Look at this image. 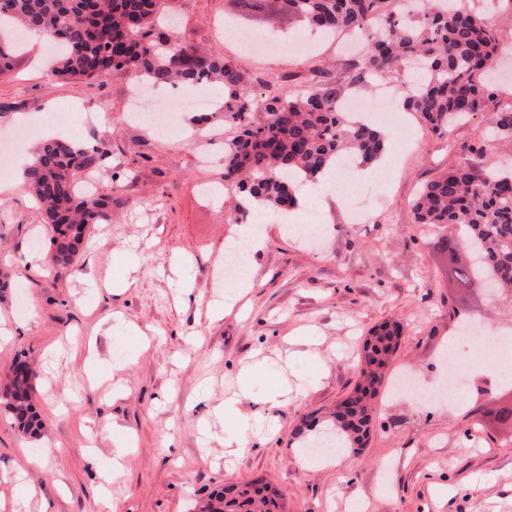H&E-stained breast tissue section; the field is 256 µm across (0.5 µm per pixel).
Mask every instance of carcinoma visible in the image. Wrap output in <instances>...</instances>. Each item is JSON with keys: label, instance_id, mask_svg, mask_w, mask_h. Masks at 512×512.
Returning a JSON list of instances; mask_svg holds the SVG:
<instances>
[{"label": "carcinoma", "instance_id": "obj_1", "mask_svg": "<svg viewBox=\"0 0 512 512\" xmlns=\"http://www.w3.org/2000/svg\"><path fill=\"white\" fill-rule=\"evenodd\" d=\"M177 0H0V24L38 30L58 46L52 72L72 81L96 79L110 71L149 85L219 83L224 87V182L239 195L238 209L257 202L271 212L291 209L295 195L287 174L309 180L333 170L343 158L362 164L385 150L383 134L367 122H354L340 110L350 87L367 76L391 79L408 61L425 78L408 88L404 106L418 112L436 132L478 112L489 114L491 131L512 142V106L496 103L488 70L499 50V35L477 9L449 0H419L416 16L399 0H279L280 9L322 33L349 31L364 39L362 55L344 72L315 65L303 76L308 90L281 93L273 86L256 93L250 78L222 55L196 46L168 28ZM452 164L427 183L412 204L417 224L436 227L457 287L484 282L512 309V170L484 163L483 150ZM108 155L100 144L83 147L58 139L37 148L25 183L42 204L41 221L51 227L55 261L74 265L89 226L112 219L117 201L110 194L78 191L80 179ZM398 323L376 326L361 357L362 383L350 399L349 419L332 416L324 433L341 437L345 447L369 431L368 400L377 392L378 370L387 366L390 336ZM0 407L23 433L37 437L42 421L35 409L32 372L23 362L0 386ZM279 491L248 481L212 491L198 512H278Z\"/></svg>", "mask_w": 512, "mask_h": 512}]
</instances>
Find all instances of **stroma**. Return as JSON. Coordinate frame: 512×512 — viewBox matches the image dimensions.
I'll return each mask as SVG.
<instances>
[{"label": "stroma", "instance_id": "1", "mask_svg": "<svg viewBox=\"0 0 512 512\" xmlns=\"http://www.w3.org/2000/svg\"><path fill=\"white\" fill-rule=\"evenodd\" d=\"M177 11L179 32L232 60L257 93L269 82L287 90L290 75L310 64L339 69L347 60L330 42L301 57L249 55L219 28L232 17L265 36L307 32L277 11L249 17L233 0H179ZM45 57L44 43L27 41L0 74V104L43 126L60 110L104 111L103 123L77 132L83 144L108 145L95 176L120 205L111 223L91 226L76 267L45 271L38 263L50 232L37 203L23 186L0 192V280L8 283L0 321L12 330L0 344V382L25 359L44 424L33 438L0 413V498L26 512L20 493L31 484L49 512H195L213 489L258 479L281 489V512H512V430L494 415L512 386L494 380L491 395L479 397L476 360L462 405L429 406L392 387L404 371L441 384L438 360L470 314L476 332L502 337L512 352V319L492 299L456 288L436 233L415 224L409 206L421 186L464 161L463 144L484 142L490 161L504 151L488 114L446 138L415 112L382 122L386 159L373 165L376 196L364 223L350 222L356 199L342 191L321 214L325 239L262 228V246L247 253L244 293L220 273L241 227L235 200L208 192L224 182L223 118L206 124L201 141L159 136L126 117L131 79L64 80ZM112 280L120 293L105 290ZM385 321L401 323L402 339L365 447L309 462L294 427L329 419L358 381L364 340ZM89 362L100 384L88 381ZM240 391L265 422L248 435V451L235 453L224 443L238 431L216 409ZM119 452L125 467L103 486Z\"/></svg>", "mask_w": 512, "mask_h": 512}]
</instances>
